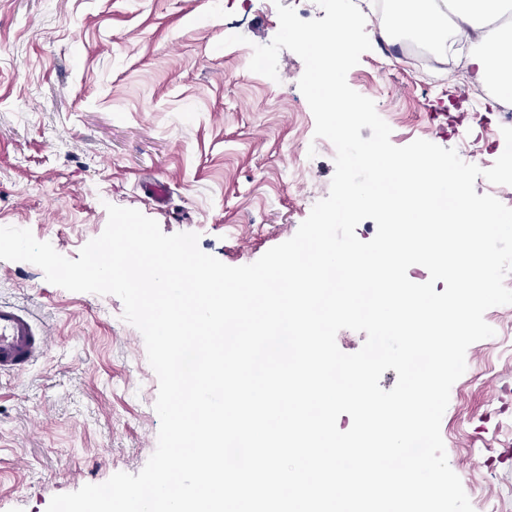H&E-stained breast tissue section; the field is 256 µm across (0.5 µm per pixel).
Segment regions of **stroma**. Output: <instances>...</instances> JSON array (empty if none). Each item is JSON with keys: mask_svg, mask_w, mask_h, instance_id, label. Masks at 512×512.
Segmentation results:
<instances>
[{"mask_svg": "<svg viewBox=\"0 0 512 512\" xmlns=\"http://www.w3.org/2000/svg\"><path fill=\"white\" fill-rule=\"evenodd\" d=\"M278 29L261 0H0V227L73 260L103 232L109 203L164 233H198L230 266L290 239L327 197L336 150L314 136L299 56L281 51L275 81L248 68V43ZM231 34L245 43L219 48ZM347 82L395 146L425 139L483 169L504 150L500 112L464 80L374 48ZM0 300L49 340L26 371L0 372V512H46L55 495L138 474L157 446L159 382L121 300L8 260ZM485 320L496 334L467 349L441 435L474 512H512V305Z\"/></svg>", "mask_w": 512, "mask_h": 512, "instance_id": "1", "label": "stroma"}]
</instances>
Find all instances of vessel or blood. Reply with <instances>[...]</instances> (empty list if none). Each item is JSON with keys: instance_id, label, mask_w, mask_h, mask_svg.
Returning a JSON list of instances; mask_svg holds the SVG:
<instances>
[{"instance_id": "vessel-or-blood-1", "label": "vessel or blood", "mask_w": 512, "mask_h": 512, "mask_svg": "<svg viewBox=\"0 0 512 512\" xmlns=\"http://www.w3.org/2000/svg\"><path fill=\"white\" fill-rule=\"evenodd\" d=\"M48 338L31 314L8 302H0V371H22L45 353Z\"/></svg>"}]
</instances>
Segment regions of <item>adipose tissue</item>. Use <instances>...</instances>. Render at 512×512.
<instances>
[{"label": "adipose tissue", "instance_id": "1", "mask_svg": "<svg viewBox=\"0 0 512 512\" xmlns=\"http://www.w3.org/2000/svg\"><path fill=\"white\" fill-rule=\"evenodd\" d=\"M394 19L443 58L463 57L472 84L512 100V16L506 0H394Z\"/></svg>", "mask_w": 512, "mask_h": 512}]
</instances>
